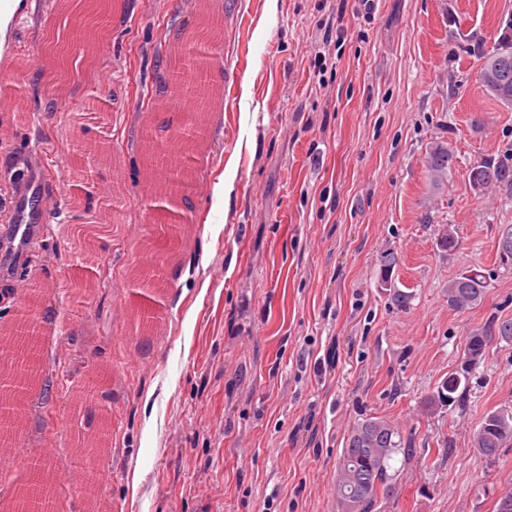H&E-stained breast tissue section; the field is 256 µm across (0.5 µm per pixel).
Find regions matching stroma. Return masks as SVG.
Masks as SVG:
<instances>
[{
    "instance_id": "stroma-1",
    "label": "stroma",
    "mask_w": 512,
    "mask_h": 512,
    "mask_svg": "<svg viewBox=\"0 0 512 512\" xmlns=\"http://www.w3.org/2000/svg\"><path fill=\"white\" fill-rule=\"evenodd\" d=\"M223 25L215 47L219 96L205 107L183 241L154 223L141 174V129L153 110L101 107L86 92L55 112L0 105V163L36 140L56 201L32 268L48 304L35 364L53 376L31 448L55 442L49 469L77 459L111 409L110 483L88 498L58 473L52 512H336L333 488L353 424L390 420L412 439L396 456L395 489L374 512H494L512 487V447L480 458L472 439L484 413L512 409V343H494L471 372L463 407L426 401L490 315L512 317V265L496 259L512 207L477 196L467 171L512 150V106L489 97L470 49L492 47L512 0H207ZM10 47L37 55L44 28L66 29L59 0H26ZM40 6L41 23L29 9ZM124 24L88 62L113 85L152 70L186 0H112ZM433 141L455 153L432 190ZM236 178L212 207L225 167ZM103 225L86 263L84 225ZM457 245L442 252L436 229ZM171 260L144 295L135 260L145 244ZM392 251L398 263L383 270ZM482 268V303L448 306V281ZM94 284L81 295L76 268ZM411 293L394 304L383 276ZM157 309L148 345L133 324ZM112 373L100 383L99 368Z\"/></svg>"
}]
</instances>
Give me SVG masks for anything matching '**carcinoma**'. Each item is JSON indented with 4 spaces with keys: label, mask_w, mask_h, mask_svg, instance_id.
Segmentation results:
<instances>
[{
    "label": "carcinoma",
    "mask_w": 512,
    "mask_h": 512,
    "mask_svg": "<svg viewBox=\"0 0 512 512\" xmlns=\"http://www.w3.org/2000/svg\"><path fill=\"white\" fill-rule=\"evenodd\" d=\"M185 68L192 74H204L212 79L214 58L207 41L199 38H185ZM475 55L483 61V69L494 72L496 83L483 84L485 90L496 100L512 106V19L506 21L497 42L491 49L477 47ZM36 78L20 77L19 83L31 82L36 91L35 101L39 110L55 111L52 90L58 82L77 86L92 85L84 73L69 66L63 60L48 71L35 65ZM147 96L144 85L137 83L119 92H108L110 103L119 99L144 100ZM163 128L171 135L188 140L194 136V129L185 115L172 113ZM454 152L442 141H434L427 152V171L433 189L439 190L448 183L454 164ZM471 189L478 195L497 188L505 193V199L512 201V154L498 158L483 159L471 166L468 173ZM497 259L500 263L512 264V226H505L498 239ZM486 276L473 267L448 280V306L454 310H466L481 304L485 296ZM512 342V318L493 315L485 324L472 331L466 339L462 362L476 366L489 354L493 341ZM471 370L461 368L448 373L427 401L430 407L462 406L466 391L461 389L468 380ZM512 446V411L496 409L487 412L480 428L473 437V447L479 457L493 459L504 448ZM411 451L410 440L404 438L391 421L372 416L358 421L352 427L338 466L335 482L337 512H374L379 496H387L393 489L394 474L391 473L395 456Z\"/></svg>",
    "instance_id": "carcinoma-1"
}]
</instances>
